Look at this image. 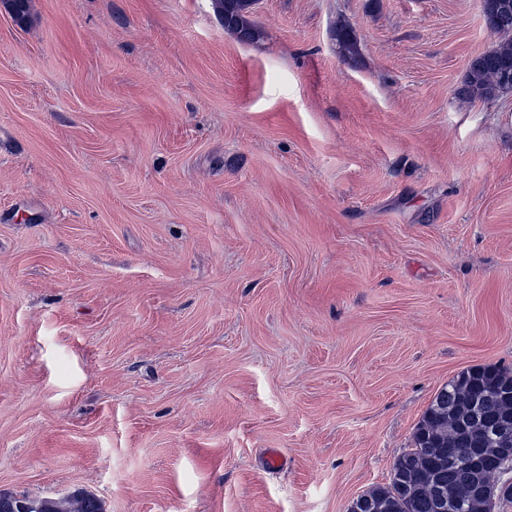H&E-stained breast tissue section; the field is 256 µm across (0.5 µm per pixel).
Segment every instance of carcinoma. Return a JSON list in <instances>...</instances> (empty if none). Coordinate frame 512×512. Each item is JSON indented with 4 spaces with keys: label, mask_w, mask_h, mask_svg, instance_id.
Segmentation results:
<instances>
[{
    "label": "carcinoma",
    "mask_w": 512,
    "mask_h": 512,
    "mask_svg": "<svg viewBox=\"0 0 512 512\" xmlns=\"http://www.w3.org/2000/svg\"><path fill=\"white\" fill-rule=\"evenodd\" d=\"M507 15L482 0L487 27L512 33V0ZM224 29L242 43L260 37L246 9V0H214ZM333 39L345 57L358 53L354 30L335 26ZM512 80V40L474 58L457 95L469 101H491ZM512 434V370L485 366L467 369L443 385L419 421L412 447L395 460L388 486L362 495L360 512H495L496 504L512 501V483L502 476L512 458L501 456L503 429ZM28 512H104L101 500L79 491L59 499L27 498Z\"/></svg>",
    "instance_id": "obj_1"
}]
</instances>
